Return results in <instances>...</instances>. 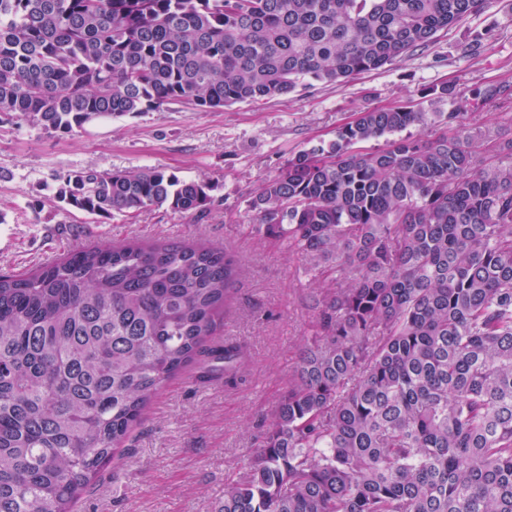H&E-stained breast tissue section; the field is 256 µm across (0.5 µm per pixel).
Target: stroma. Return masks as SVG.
<instances>
[{
    "label": "stroma",
    "instance_id": "35a3bbf8",
    "mask_svg": "<svg viewBox=\"0 0 512 512\" xmlns=\"http://www.w3.org/2000/svg\"><path fill=\"white\" fill-rule=\"evenodd\" d=\"M488 34L466 58L461 45ZM512 83V0L441 35L428 50L342 84L315 82L261 104L195 111L170 103L149 112L47 132L0 114V273L21 275L92 246L195 243L237 256L241 269L214 337L242 346L246 367L229 380L167 381L76 512H212L228 477L249 471L261 422L286 393L310 337L312 275L285 245L258 235L251 198L299 151L328 145L373 107L413 105L442 82L468 88ZM162 168L216 184L203 214L151 207L130 218L68 211L55 199L68 174Z\"/></svg>",
    "mask_w": 512,
    "mask_h": 512
}]
</instances>
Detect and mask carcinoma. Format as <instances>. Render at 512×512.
I'll return each mask as SVG.
<instances>
[{
    "label": "carcinoma",
    "mask_w": 512,
    "mask_h": 512,
    "mask_svg": "<svg viewBox=\"0 0 512 512\" xmlns=\"http://www.w3.org/2000/svg\"><path fill=\"white\" fill-rule=\"evenodd\" d=\"M489 0H0V114L67 133L171 102L259 103L431 46ZM486 48L473 35L462 55ZM302 150L252 198L257 232L320 276L311 339L214 512H512V140L469 112L512 86L440 84ZM384 139L372 152L358 143ZM215 185L165 169L78 171L88 214H203ZM213 248H90L0 275V512H73L158 389L199 364L235 289Z\"/></svg>",
    "instance_id": "1"
}]
</instances>
